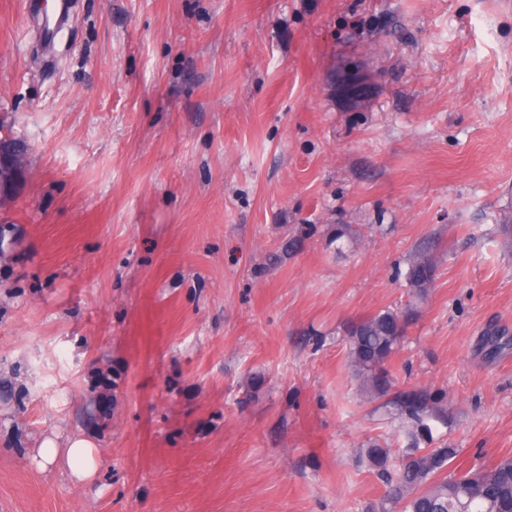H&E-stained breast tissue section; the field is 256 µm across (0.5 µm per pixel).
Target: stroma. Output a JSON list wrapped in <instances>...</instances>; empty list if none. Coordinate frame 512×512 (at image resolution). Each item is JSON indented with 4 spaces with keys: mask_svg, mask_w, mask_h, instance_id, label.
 <instances>
[{
    "mask_svg": "<svg viewBox=\"0 0 512 512\" xmlns=\"http://www.w3.org/2000/svg\"><path fill=\"white\" fill-rule=\"evenodd\" d=\"M40 44L0 0V512H371L345 329L421 248L389 369L454 470L512 457V0H74ZM5 145L8 146L7 150L4 149ZM0 147V181L3 183L7 176H10L15 169L20 167L24 152L16 147L6 136L4 138L1 137ZM57 435L46 437L34 457L37 466L44 469L48 465L65 464L71 476L79 482L92 479L97 471V448L87 438H76L65 442L61 448Z\"/></svg>",
    "mask_w": 512,
    "mask_h": 512,
    "instance_id": "1",
    "label": "stroma"
}]
</instances>
